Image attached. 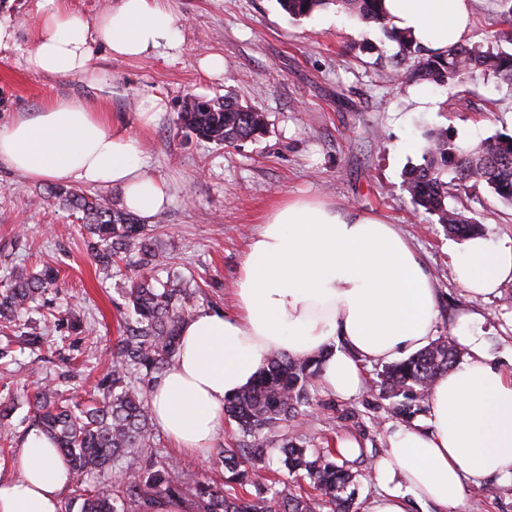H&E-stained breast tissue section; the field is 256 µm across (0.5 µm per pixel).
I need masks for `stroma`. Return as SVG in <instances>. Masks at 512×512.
Wrapping results in <instances>:
<instances>
[{
    "label": "stroma",
    "instance_id": "obj_1",
    "mask_svg": "<svg viewBox=\"0 0 512 512\" xmlns=\"http://www.w3.org/2000/svg\"><path fill=\"white\" fill-rule=\"evenodd\" d=\"M36 0H8L0 8L21 29L20 48L0 56V123L33 112L53 97L104 104L128 133L139 136L147 171L172 196L147 220L178 271L218 287L222 308L233 305L232 288L251 236L270 209L285 198L319 196L339 207L371 212L398 225L428 265L439 291L438 335H447L462 314H474L470 331L483 337L495 363L512 359V282L499 296L467 294L452 275L461 238L448 235L435 216L417 208L401 184L422 164L426 132L449 129L456 142L477 145L512 134V97L496 78L477 75L442 89L397 80L412 59L396 61L383 49L374 24L355 23L330 5L295 19L277 0H174L182 42L148 60L111 57L96 48L94 79L48 77L27 70L22 53L32 46L27 31ZM502 0H473L469 43L512 51L501 38L512 25ZM210 53L224 56V73L210 77L198 67ZM167 103L162 119L141 130L135 112L141 94ZM231 96L264 112L265 135L236 146L186 136L177 119L193 98ZM45 183L0 169V279L13 267L54 265L58 280L48 294L57 318L80 319L91 335L46 326L44 350L30 352L0 335L11 350L10 373H0V400L14 404L10 428L15 447L0 450V481L18 478L17 444L29 427L27 397L50 385L64 397L98 399L111 368L122 293L136 273L103 275L90 258L75 213L49 206ZM452 205L480 216L492 243L512 240V207L487 190L458 193ZM375 364L367 387L343 400L314 389L313 418L301 427L306 447L335 448L358 440L359 455L345 465L357 475V504L377 490L373 464L383 454L388 424L397 422L384 398Z\"/></svg>",
    "mask_w": 512,
    "mask_h": 512
}]
</instances>
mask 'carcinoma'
<instances>
[{
  "mask_svg": "<svg viewBox=\"0 0 512 512\" xmlns=\"http://www.w3.org/2000/svg\"><path fill=\"white\" fill-rule=\"evenodd\" d=\"M292 17H306L317 8L334 4L351 19L380 26L385 39L406 57L421 48L404 32L389 25L381 14V0H278ZM491 75L512 91V53L484 50L461 43L443 56L423 55L405 79L438 87L463 84L473 75ZM187 134L218 145H234L263 135L266 115L244 107L233 97L194 99L179 115ZM424 163L408 170L402 183L413 204L436 217L448 233L470 237L482 232L481 222L448 206L452 191L477 192L488 188L512 205V135L503 134L477 146L461 145L439 130L426 134ZM453 174L451 181L445 176ZM47 198L80 214L88 234V250L96 265L109 269L120 260L143 272L124 290L129 316L112 350V367L103 381V397L91 404L68 402L57 390H37L30 402L31 426L40 429L69 459L80 477L112 470V492L93 494L75 483L83 499V512H147V503L177 496L191 512H356L353 494L346 493L357 476L336 463L334 448L310 449L301 435L288 430V422L312 404L311 390L317 378V362L293 359L285 353L270 354L255 381L228 399L225 413L247 440L236 448H221L214 464L229 473L230 486L213 487L197 481L163 459L153 457L155 430L149 391L175 359L178 332L188 310L203 289L172 271L166 281L149 276L167 264L157 239L146 225L126 210L114 209L101 195L86 194L62 184L46 189ZM50 266L38 272L22 268L0 281V320L15 326L31 349H42L43 334L19 323L32 304L44 299L57 282ZM456 344L439 337L427 348L386 366L381 386L403 401L394 411L406 415L427 400L433 383L458 361ZM278 451L291 477L310 480L308 492L288 485L275 488L267 475L269 453ZM138 453L149 458L145 469L123 467L119 461Z\"/></svg>",
  "mask_w": 512,
  "mask_h": 512,
  "instance_id": "obj_1",
  "label": "carcinoma"
}]
</instances>
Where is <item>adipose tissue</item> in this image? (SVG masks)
<instances>
[{"mask_svg": "<svg viewBox=\"0 0 512 512\" xmlns=\"http://www.w3.org/2000/svg\"><path fill=\"white\" fill-rule=\"evenodd\" d=\"M383 8L431 55L471 29L470 0H384ZM29 36L26 68L51 77L88 76L99 45L145 60L182 41L172 0H116L92 22L70 0H40ZM0 167L30 180L118 187L125 209L144 219L170 201L146 171L139 138L76 98L0 124ZM453 272L468 294L497 296L512 282V243L470 237ZM438 319L436 282L397 225L319 197L284 200L249 242L233 311L201 310L183 323L175 361L149 393L153 419L180 451L206 454L226 400L269 353L319 357L321 389L349 399L364 389L367 366L427 347ZM455 337L464 361L435 381L424 423L388 426L373 469L379 490L363 512H408L413 499L464 512L471 487L512 479V370L493 363L479 337ZM15 466L19 479L0 482V512H60L74 472L52 441L30 430Z\"/></svg>", "mask_w": 512, "mask_h": 512, "instance_id": "obj_1", "label": "adipose tissue"}]
</instances>
